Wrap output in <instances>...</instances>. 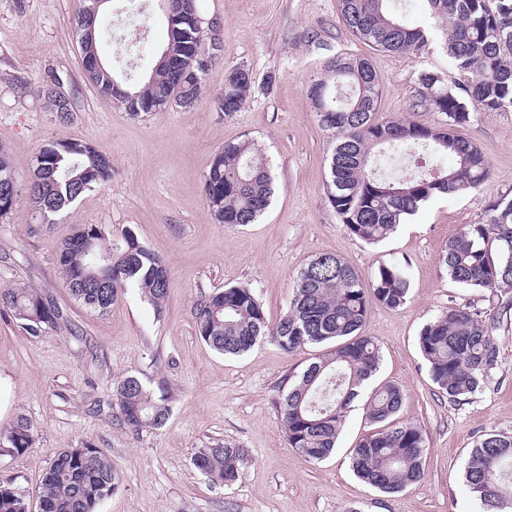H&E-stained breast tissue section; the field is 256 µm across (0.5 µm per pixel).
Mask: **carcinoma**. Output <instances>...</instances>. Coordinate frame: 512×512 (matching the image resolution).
<instances>
[{
    "label": "carcinoma",
    "instance_id": "cac0c4a2",
    "mask_svg": "<svg viewBox=\"0 0 512 512\" xmlns=\"http://www.w3.org/2000/svg\"><path fill=\"white\" fill-rule=\"evenodd\" d=\"M342 22L352 36L382 52L417 55L437 35L453 67L468 82L449 86L442 76H419L416 107L444 117L435 127L406 118L376 119L381 84L372 62L336 55L325 76L309 86L321 125L336 139L329 161L327 194L343 227L354 237L375 244L388 239L401 220L428 200L484 185L489 167L480 147L455 134L474 112H512V0H427L428 22L410 24L389 6L390 0H338ZM169 19L164 49L176 68L158 66L144 82L121 87L131 101L120 106L142 118L171 103L192 108L206 98L204 76L212 64L193 45L206 39L197 5L163 0ZM81 53L98 55L97 18L76 19ZM89 80L112 101V71H91ZM254 80L246 68L225 73L224 90L210 103L229 119L251 96ZM422 148L432 158L427 171L386 179L372 164L381 147ZM112 177V160L94 146L74 138L49 142L35 155L26 192L40 224L87 190ZM19 195L8 152L0 147V187ZM205 203L220 224H252L273 194L270 163L253 140L226 143L211 159L204 182ZM485 221L466 224L445 245L442 262L449 278L466 288L489 292L492 299L512 295V200L498 201ZM56 265L71 297L90 312L105 314L129 287L161 312L170 288L160 255L126 231L120 239L97 224H85L63 239ZM406 266L381 265L370 283L333 253L312 259L298 275L288 310L269 325L261 302L247 286H231L202 297L194 308L196 335L221 354L237 355L268 337L292 352L308 345L332 349L310 363L282 395L279 409L288 447L310 461H323L336 450L350 403L358 388L379 369L381 355L374 337L364 334L370 303L392 309L408 297ZM9 311L25 329L39 334L65 322L53 298L34 288L0 289V311ZM495 320L469 306L454 304L426 323L418 337L433 382L458 404L481 394L500 353ZM113 400L122 422L135 431L161 427L170 415L169 398L156 393L138 375L127 373L114 386ZM405 400L395 384L375 388L364 402L368 419L377 424L350 451L351 467L364 483L385 494H398L424 478V430L416 423H394ZM7 451L21 455L33 445L34 425L20 415L10 427ZM244 462L243 449L216 442L200 449L193 465L214 484H234ZM464 479L483 512H512V433H486L470 451ZM109 456L85 443L66 448L41 479L39 512H100L118 487ZM0 512H29L25 496L12 478L0 475Z\"/></svg>",
    "mask_w": 512,
    "mask_h": 512
}]
</instances>
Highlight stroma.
Wrapping results in <instances>:
<instances>
[{
	"label": "stroma",
	"instance_id": "35a3bbf8",
	"mask_svg": "<svg viewBox=\"0 0 512 512\" xmlns=\"http://www.w3.org/2000/svg\"><path fill=\"white\" fill-rule=\"evenodd\" d=\"M146 31L121 42L127 0L100 8L101 59L120 78L137 81L155 67L167 40L160 0H141ZM85 0H0V146L18 183H26L42 143L75 138L112 160V179L85 192L55 223L33 219L26 195L0 216V288L17 284L45 292L63 310L60 329L29 335L0 313V433L18 415L35 426L20 456L0 452V474L14 477L37 506L43 473L66 448L104 449L120 477L100 512H479L463 478L474 441L512 433V309L499 315L487 292L450 280L441 253L463 225L484 220L491 204L512 199V112H479L459 136L476 143L490 177L483 187L431 199L378 244L340 224L328 203L329 157L335 140L308 96L324 63L338 54L369 58L381 81L379 119L400 116L437 125L419 107L418 79L436 72L460 82L441 38L419 55L374 50L342 24L338 0H198L203 19H219L224 55L206 76L208 95L232 67H248L254 91L232 118L211 104L167 107L135 119L102 100L86 79L75 19ZM58 84L70 99L66 120L46 111L42 87ZM254 140L271 163L274 195L252 224H219L210 216L204 177L224 143ZM99 224L120 237L134 232L164 260L170 278L163 314L137 289L103 315L70 296L57 269V244L74 227ZM337 254L371 280L380 265L406 263L404 306L371 304L364 328L381 354L375 385H399L405 402L395 420L420 424L426 435L423 480L396 495L357 478L349 453L373 431L361 405L351 407L338 448L312 463L289 448L279 398L292 374L320 355L308 346L288 353L264 340L240 355H223L197 338L193 311L205 294L231 285L253 288L269 323L294 296L297 276L313 257ZM499 315L498 362L483 393L459 405L432 381L418 345L428 321L450 303ZM132 372L166 383L171 414L164 426L123 425L112 399L115 380ZM222 441L243 448L231 486L212 483L192 464L200 448Z\"/></svg>",
	"mask_w": 512,
	"mask_h": 512
}]
</instances>
